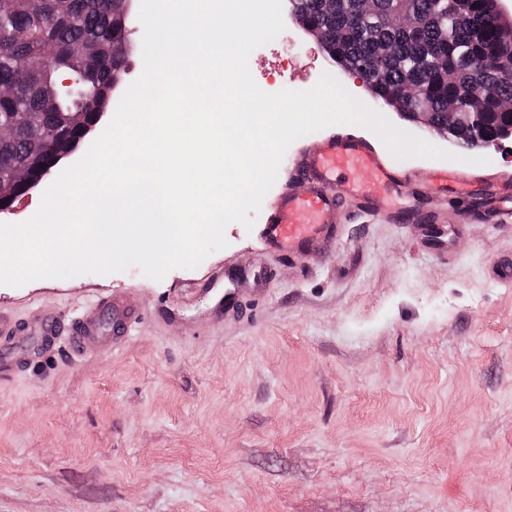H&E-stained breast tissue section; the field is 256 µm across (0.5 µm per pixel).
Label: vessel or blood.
<instances>
[{"label": "vessel or blood", "instance_id": "obj_1", "mask_svg": "<svg viewBox=\"0 0 512 512\" xmlns=\"http://www.w3.org/2000/svg\"><path fill=\"white\" fill-rule=\"evenodd\" d=\"M419 177L418 170L387 162L366 139L338 131L321 138L314 149L296 155L288 183L275 193L265 213L262 237L281 255L327 261L336 252L348 201L362 202L369 213L385 212L409 223V212L398 201L415 196L421 187ZM428 187L449 189L475 200L474 209L459 214V223L475 218L488 224L512 223L511 174L485 176L450 162L431 174ZM142 316L140 308L109 294L101 295L71 323L52 309L41 310L27 321L0 310V338L7 340L25 331L39 342L27 353L0 351V371L12 372L34 362L64 334L76 354L106 351Z\"/></svg>", "mask_w": 512, "mask_h": 512}]
</instances>
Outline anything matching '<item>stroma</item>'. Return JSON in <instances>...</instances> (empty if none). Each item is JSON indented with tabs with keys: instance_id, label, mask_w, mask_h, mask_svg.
I'll return each mask as SVG.
<instances>
[{
	"instance_id": "1",
	"label": "stroma",
	"mask_w": 512,
	"mask_h": 512,
	"mask_svg": "<svg viewBox=\"0 0 512 512\" xmlns=\"http://www.w3.org/2000/svg\"><path fill=\"white\" fill-rule=\"evenodd\" d=\"M248 66L267 93L338 75L289 21ZM406 206L420 223L348 207L320 265L234 222L159 281L131 266L0 287L22 318L77 319L106 289L148 310L112 353L75 358L62 337L0 377V512H512V284L492 275L512 223L455 231L452 193ZM241 268L239 314L213 316L203 280Z\"/></svg>"
}]
</instances>
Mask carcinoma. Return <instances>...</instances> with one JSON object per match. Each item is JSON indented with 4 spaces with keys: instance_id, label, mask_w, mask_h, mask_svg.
Instances as JSON below:
<instances>
[{
    "instance_id": "obj_1",
    "label": "carcinoma",
    "mask_w": 512,
    "mask_h": 512,
    "mask_svg": "<svg viewBox=\"0 0 512 512\" xmlns=\"http://www.w3.org/2000/svg\"><path fill=\"white\" fill-rule=\"evenodd\" d=\"M297 13L322 31L324 51L342 70L364 72L374 105L401 112H428L440 127L448 108L481 113L480 138H491L512 123L497 100L475 101L464 92L476 86L512 98V42L505 40L504 19L494 0H336V10L322 12L321 0H296ZM128 0H0V83H11L13 96L0 98V123L16 112H29L32 123L14 138L0 141V203L19 188L11 171L25 167L35 175L59 153L77 150L97 119L116 108V90L128 74L133 48L122 19ZM411 15L410 27L396 25ZM124 42L118 54L115 44ZM94 48L86 61L84 49ZM45 67L21 73L19 57H42ZM78 71L81 82L66 96L56 94L58 75ZM412 84L419 96L404 105L400 92Z\"/></svg>"
}]
</instances>
